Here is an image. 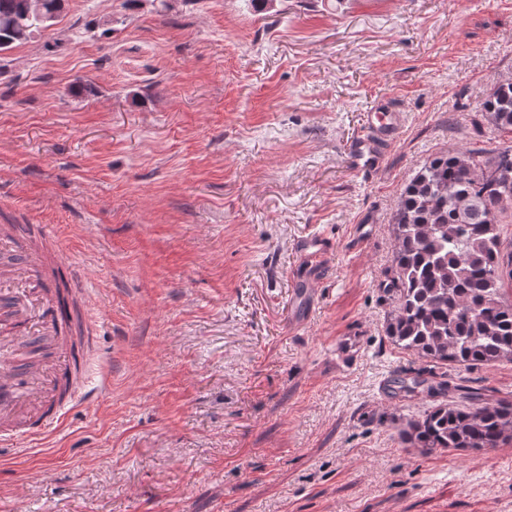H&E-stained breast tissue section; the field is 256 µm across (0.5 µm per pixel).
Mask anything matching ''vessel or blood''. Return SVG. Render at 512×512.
<instances>
[{
  "label": "vessel or blood",
  "mask_w": 512,
  "mask_h": 512,
  "mask_svg": "<svg viewBox=\"0 0 512 512\" xmlns=\"http://www.w3.org/2000/svg\"><path fill=\"white\" fill-rule=\"evenodd\" d=\"M365 132L348 148L354 169L375 172L399 133L402 115L377 104ZM50 225L28 236L0 229V446L15 447L58 429L75 405L99 323L85 313L80 270L52 249ZM290 319L301 327L313 312L316 287L326 274L332 243L310 233L296 243Z\"/></svg>",
  "instance_id": "b4317fda"
}]
</instances>
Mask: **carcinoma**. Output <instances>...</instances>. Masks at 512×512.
Returning <instances> with one entry per match:
<instances>
[{
    "label": "carcinoma",
    "mask_w": 512,
    "mask_h": 512,
    "mask_svg": "<svg viewBox=\"0 0 512 512\" xmlns=\"http://www.w3.org/2000/svg\"><path fill=\"white\" fill-rule=\"evenodd\" d=\"M0 0V57L56 22L63 0ZM494 129L512 134V82L495 86L482 104ZM512 146L459 149L434 156L406 185L394 215V274L384 292L394 302L386 334L430 364L400 372L393 392L424 386L433 399L402 430L425 452L500 448L512 443V397L484 401L457 384L447 399L444 365L512 360V252L502 247L497 216L512 209Z\"/></svg>",
    "instance_id": "1"
}]
</instances>
